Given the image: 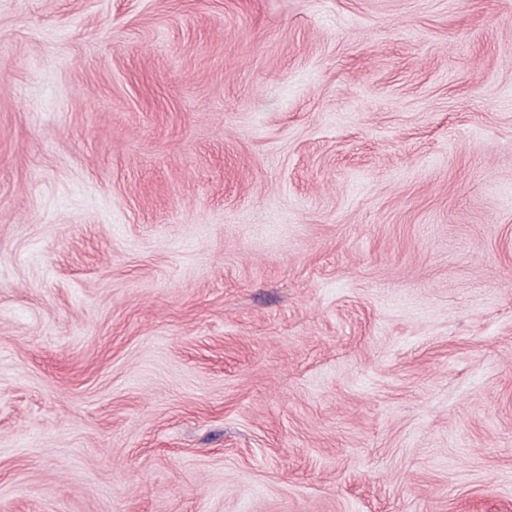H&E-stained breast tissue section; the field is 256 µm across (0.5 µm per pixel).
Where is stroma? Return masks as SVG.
<instances>
[{"label":"stroma","mask_w":512,"mask_h":512,"mask_svg":"<svg viewBox=\"0 0 512 512\" xmlns=\"http://www.w3.org/2000/svg\"><path fill=\"white\" fill-rule=\"evenodd\" d=\"M0 512H512V0H0Z\"/></svg>","instance_id":"obj_1"}]
</instances>
